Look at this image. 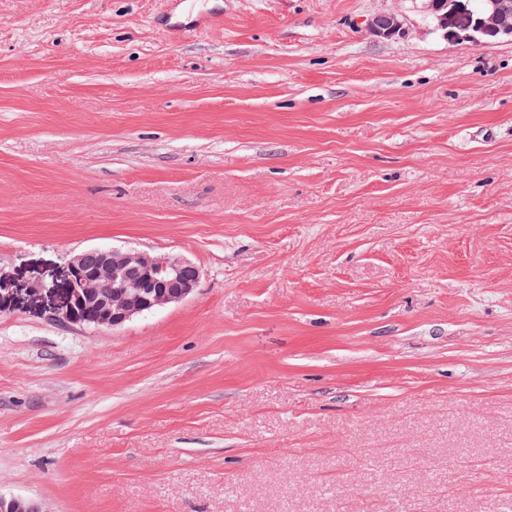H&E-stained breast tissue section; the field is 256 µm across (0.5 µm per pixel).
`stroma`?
I'll return each instance as SVG.
<instances>
[{
    "label": "stroma",
    "mask_w": 512,
    "mask_h": 512,
    "mask_svg": "<svg viewBox=\"0 0 512 512\" xmlns=\"http://www.w3.org/2000/svg\"><path fill=\"white\" fill-rule=\"evenodd\" d=\"M91 247L201 280L71 324L31 285ZM0 271L1 494L512 503V39L422 0H0Z\"/></svg>",
    "instance_id": "35a3bbf8"
}]
</instances>
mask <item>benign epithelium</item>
Wrapping results in <instances>:
<instances>
[{"label":"benign epithelium","mask_w":512,"mask_h":512,"mask_svg":"<svg viewBox=\"0 0 512 512\" xmlns=\"http://www.w3.org/2000/svg\"><path fill=\"white\" fill-rule=\"evenodd\" d=\"M425 11L447 37L475 45L487 37L512 38V19L502 0H483L488 18L475 16L470 0H429ZM201 279L192 261L141 250L90 248L66 263L64 281H39L36 294L59 296L63 318L73 324L117 328L131 319L190 297ZM0 512H47L22 496L0 494Z\"/></svg>","instance_id":"7a95c632"}]
</instances>
